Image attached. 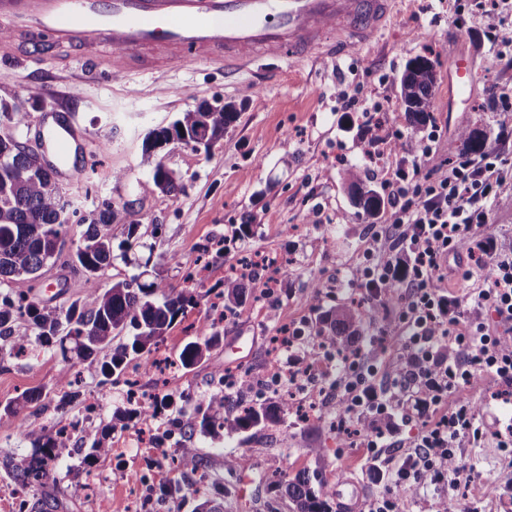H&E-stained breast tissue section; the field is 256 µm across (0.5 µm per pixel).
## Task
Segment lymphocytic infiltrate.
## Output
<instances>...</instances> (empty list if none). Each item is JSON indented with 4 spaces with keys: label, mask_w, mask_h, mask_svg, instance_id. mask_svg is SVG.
Listing matches in <instances>:
<instances>
[{
    "label": "lymphocytic infiltrate",
    "mask_w": 512,
    "mask_h": 512,
    "mask_svg": "<svg viewBox=\"0 0 512 512\" xmlns=\"http://www.w3.org/2000/svg\"><path fill=\"white\" fill-rule=\"evenodd\" d=\"M505 0H473L472 9L485 20L490 51L512 65V38L503 18ZM495 148L475 157L432 167L431 140H423L406 160L396 179L387 185L390 221L381 225L364 246L362 263L350 269L354 281H367L374 289L390 283L405 288L404 310L395 321L405 332L403 355L386 389L372 382L374 369L366 357L344 363L341 374L359 368L357 383L346 389L347 419L388 416L396 393L415 389L418 415H426L448 395L466 384L473 370H481L504 385L503 404L512 403V250L498 247L485 231L498 195L512 188V160L503 151L512 143V125H500ZM467 259L483 274L466 298L439 293L435 282L445 276L444 263L459 245ZM489 310L494 323H461L464 301ZM455 347L443 355V344ZM483 428L467 405L460 404L442 421L426 426L414 442L409 473L416 484L446 483L454 488L474 473L457 458L462 441L478 442Z\"/></svg>",
    "instance_id": "lymphocytic-infiltrate-1"
}]
</instances>
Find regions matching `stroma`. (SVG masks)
I'll list each match as a JSON object with an SVG mask.
<instances>
[{
  "mask_svg": "<svg viewBox=\"0 0 512 512\" xmlns=\"http://www.w3.org/2000/svg\"><path fill=\"white\" fill-rule=\"evenodd\" d=\"M453 45L464 51L471 69L462 92L450 80ZM418 55L438 62L433 122L441 131L430 163L439 166L447 162L448 142L461 123L491 131L506 117L500 94H512V67H502L489 54L482 18L455 12L453 0H397L388 27L362 50L318 62L267 56L231 77L193 59L156 74L137 71L114 77L104 63L88 66L77 50L58 46L39 54L0 55V99L19 104L26 113L23 142L37 148L39 116L54 111L57 95H68L94 141L91 153L78 160V175L66 186L70 200L83 213L104 201L127 204V220L137 224L143 241L142 247L130 251L129 261L114 260L90 282L72 265V244L80 240L85 227L70 224L54 262L39 279L29 282L31 300L67 309L87 288H108L132 276L140 261L159 273L165 285L179 289L207 246L224 235L232 239L225 255L201 276L195 305L178 317L157 346L158 356L172 360L171 370L161 381L152 371L139 372L147 393L172 399L170 407L152 420L156 432H163L172 417L193 421L196 406L207 404L224 371L260 372L271 366L270 337L290 320L314 319L315 294L329 301L347 299V292H332L327 281L361 261L366 240L376 224L386 221L382 214L369 221L354 207L347 170L367 169L371 186L381 192L400 158L393 154L382 164L366 162L365 115L339 111L337 97L343 93L381 105L378 117L386 135L412 142L425 139L426 129L406 123L399 95L400 76ZM215 101L233 104L238 117L209 152L175 144L156 156H145L143 144L151 129L172 123L200 103ZM159 162L180 175L183 191L175 196H141L139 182L150 178ZM116 171L124 172L122 182L113 179ZM239 224L254 225L250 239L233 240ZM174 252L180 255L181 266L165 261ZM269 252L289 258L295 269L280 287L281 302L265 305L250 298L237 313L214 323V289L230 266L245 255ZM401 301L398 295L382 300L387 319L380 323L375 322L371 306L362 308L365 335L378 341L370 358L379 386L387 383L405 345L404 337L389 327ZM210 322L214 332H201V325ZM189 341L201 345L204 357L185 369L176 360ZM9 349V340L1 338L0 355L6 360L0 365V460L29 454L25 429L52 431L68 425L83 410L81 401L60 402L58 347L34 343L30 353L18 359L9 357ZM73 371L81 396L99 401L100 412L87 427L108 431L111 453L86 459L81 452L85 442L78 436L70 447L59 449L50 466L51 477L61 487L59 512H130V495L146 480L153 485L161 512H196L209 498L223 499L224 512H266L269 502L278 512H291L288 499L270 490L276 470L288 475L304 470L314 481L335 486L336 502L348 512H368L374 500L389 493L398 498L401 512H435L437 500L447 491L443 485L397 486L391 481L413 452L422 417L412 413L400 422L394 447H369L364 436L341 447L335 433L323 425L334 416L328 408L306 424L288 418L239 434H194L192 445L203 455L207 474L197 480V494L181 498L174 490L185 484L186 477L175 464L147 472L145 462L157 448L142 435L140 422L120 419L129 403L119 383L102 380L86 361L75 362ZM498 391V384L477 370L469 384L443 404L447 411L458 403L469 405L486 432L480 447L461 445L462 461L476 470L457 498V512H467L468 504L476 500L485 512H512V486L507 483L511 477L502 467L505 451L494 438L499 423L511 418L512 410L497 400ZM25 392L36 393L37 399L29 404L27 420L21 424L5 407ZM317 440L325 441L330 450L320 464L308 451Z\"/></svg>",
  "mask_w": 512,
  "mask_h": 512,
  "instance_id": "35a3bbf8",
  "label": "stroma"
}]
</instances>
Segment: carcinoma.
<instances>
[{
	"label": "carcinoma",
	"mask_w": 512,
	"mask_h": 512,
	"mask_svg": "<svg viewBox=\"0 0 512 512\" xmlns=\"http://www.w3.org/2000/svg\"><path fill=\"white\" fill-rule=\"evenodd\" d=\"M437 80V69L431 59L418 56L407 63L399 82L401 103L409 125L420 128L431 122V92ZM236 116L231 104L220 107L200 104L180 113L171 125L150 131L144 149L153 152L174 136L197 152H207L224 137ZM24 124L25 116L17 114L11 132L0 134V288H10L6 293L0 292V337L11 338L12 351L17 355L29 351L30 338L15 335L13 329L16 320L26 318L37 329L39 342L47 346L59 345L64 361L72 356L87 360L103 353L105 360L98 362L100 374L107 379L119 377L130 358L151 354L175 320L195 303L194 274L187 273L184 288L166 292L158 280H143L148 274L144 270L105 290L87 289L86 295L64 313L29 300L18 284L37 279L39 272L59 252L58 243L67 231L61 215L71 201L58 193L51 173L32 168L31 157L14 141L17 127ZM486 145L484 133L463 126L456 139L448 142V158L463 152L478 154ZM347 179L352 203L368 218L378 215L385 201L378 191L366 185L365 173L358 167H351L347 170ZM139 188L142 195L149 196L157 192L175 193L182 185L175 172L159 162L151 178L139 183ZM125 213L127 206L118 209L109 202L92 211L83 236L84 250L76 253V264L87 279L98 278L112 265L116 258L112 225L125 223ZM269 281L271 277L257 274L247 281L231 275L225 277L221 292L224 310L232 311L239 306L247 290L257 297L265 295ZM361 307V303L353 300L328 308L316 304L317 317L310 335L339 351L354 352L361 336ZM129 328L134 330L131 341L112 347V341ZM203 356L202 347L189 341L183 346L179 361L183 367L191 368ZM218 384L220 388L210 396L199 423L190 425L188 436H193L197 430L203 435L219 430L232 435L277 423L281 416L292 412L284 396L242 407L224 393V376H219ZM26 438L31 444V454L0 463L5 473L23 486L46 473L49 464L57 458L56 449L67 448L71 442V435L64 427L50 433L32 429L26 433ZM173 462L185 474L194 475L202 466L197 449L185 445L178 449ZM272 487L288 498L293 512H332L330 502L335 497L334 489L326 483L313 486L310 475L304 471L288 477L277 471ZM57 507L56 493L50 488L27 510L55 512Z\"/></svg>",
	"instance_id": "carcinoma-1"
}]
</instances>
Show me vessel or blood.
I'll return each mask as SVG.
<instances>
[{"label":"vessel or blood","instance_id":"b4317fda","mask_svg":"<svg viewBox=\"0 0 512 512\" xmlns=\"http://www.w3.org/2000/svg\"><path fill=\"white\" fill-rule=\"evenodd\" d=\"M392 0H0V31L42 51L47 41L73 45L88 64L93 47L114 51L113 73L158 69L205 58L228 70L259 53L324 56L365 46L381 31ZM85 132L70 112L43 116L39 148L58 178L76 175Z\"/></svg>","mask_w":512,"mask_h":512}]
</instances>
